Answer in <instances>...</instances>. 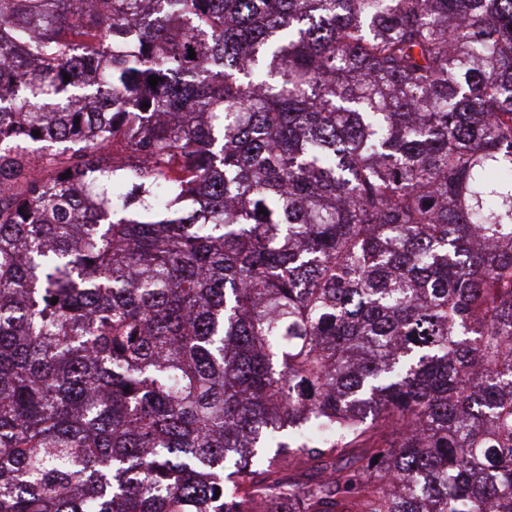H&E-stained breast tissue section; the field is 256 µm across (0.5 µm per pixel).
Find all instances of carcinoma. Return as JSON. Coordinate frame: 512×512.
Segmentation results:
<instances>
[{
  "instance_id": "cac0c4a2",
  "label": "carcinoma",
  "mask_w": 512,
  "mask_h": 512,
  "mask_svg": "<svg viewBox=\"0 0 512 512\" xmlns=\"http://www.w3.org/2000/svg\"><path fill=\"white\" fill-rule=\"evenodd\" d=\"M0 512H512V0H0Z\"/></svg>"
}]
</instances>
